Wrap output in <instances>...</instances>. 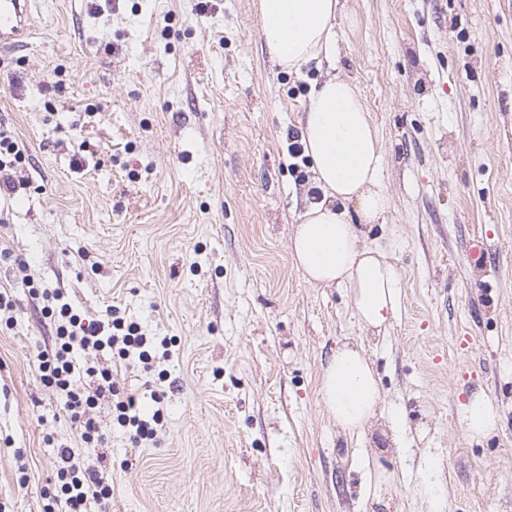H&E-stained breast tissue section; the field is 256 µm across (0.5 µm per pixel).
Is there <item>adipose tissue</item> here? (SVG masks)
I'll return each instance as SVG.
<instances>
[{
    "mask_svg": "<svg viewBox=\"0 0 512 512\" xmlns=\"http://www.w3.org/2000/svg\"><path fill=\"white\" fill-rule=\"evenodd\" d=\"M258 6L262 40L284 69L297 72L332 57L340 0H259ZM302 132L322 199L292 231V260L309 283L345 288L363 326L384 328L397 313L401 290L385 253L368 245L361 230L384 217L389 196L379 178L376 131L356 87L336 75L324 78L307 100ZM320 395L346 433L362 432L376 416L379 379L359 346L337 347L321 375ZM457 420L470 437L486 438L497 431L500 413L492 400L473 394L459 405ZM363 468L364 501L388 507L398 473L375 457L364 458Z\"/></svg>",
    "mask_w": 512,
    "mask_h": 512,
    "instance_id": "obj_1",
    "label": "adipose tissue"
}]
</instances>
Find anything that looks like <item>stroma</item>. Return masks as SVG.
I'll return each mask as SVG.
<instances>
[{"label": "stroma", "mask_w": 512, "mask_h": 512, "mask_svg": "<svg viewBox=\"0 0 512 512\" xmlns=\"http://www.w3.org/2000/svg\"><path fill=\"white\" fill-rule=\"evenodd\" d=\"M199 1L36 0L33 36L0 50V127L25 153L0 246L85 318L114 306L175 342L150 371L113 373L162 407L154 439L131 443L99 402L98 460L40 380L43 299L0 263L17 317L0 331V512H43L58 444L100 464L111 512H366L357 459L378 448L405 475L390 512H512V0H342L335 73L370 115L390 196L363 231L402 293L380 332L290 255L321 192L287 136L325 65L271 60L258 0ZM344 340L381 386L357 438L319 392ZM478 391L501 423L472 439L456 411Z\"/></svg>", "instance_id": "35a3bbf8"}]
</instances>
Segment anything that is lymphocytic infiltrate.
<instances>
[{
  "mask_svg": "<svg viewBox=\"0 0 512 512\" xmlns=\"http://www.w3.org/2000/svg\"><path fill=\"white\" fill-rule=\"evenodd\" d=\"M45 317L53 320L56 339L52 350L40 351L38 369L42 383L51 388L64 402L65 409L78 437L86 448L104 447L106 431L87 412L98 400L113 403L119 425L126 427L134 442L152 439L154 426L161 419L160 411L145 415L135 394L121 391L112 377L111 368L80 362L78 354L85 350L104 352L115 356L125 366L142 365L150 369L155 355L171 357V349H156L153 340L144 336L137 323L120 316L118 310L106 309L102 318L85 320L61 291L45 292ZM94 380L92 390L80 388L81 377ZM57 466L52 493L47 496L46 512H56L58 504H65L67 512H87L88 503H97L101 512H109L112 486L95 467H84L75 460V451L60 448L56 451Z\"/></svg>",
  "mask_w": 512,
  "mask_h": 512,
  "instance_id": "lymphocytic-infiltrate-1",
  "label": "lymphocytic infiltrate"
}]
</instances>
